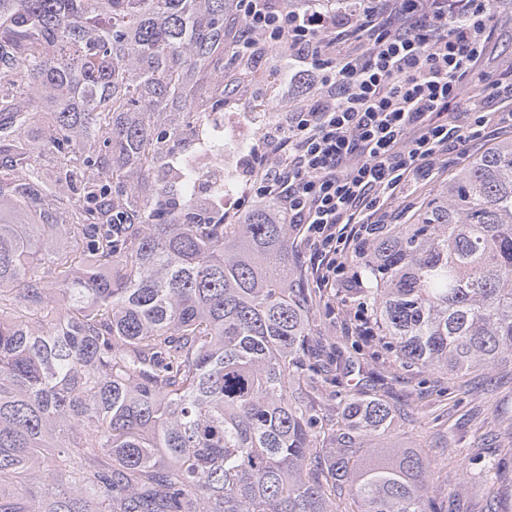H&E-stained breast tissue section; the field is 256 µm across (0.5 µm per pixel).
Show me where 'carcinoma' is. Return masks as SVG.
<instances>
[{
	"instance_id": "1",
	"label": "carcinoma",
	"mask_w": 512,
	"mask_h": 512,
	"mask_svg": "<svg viewBox=\"0 0 512 512\" xmlns=\"http://www.w3.org/2000/svg\"><path fill=\"white\" fill-rule=\"evenodd\" d=\"M232 0H0V512H445L391 408L327 418L293 225L184 163L254 72ZM352 262L383 348L512 365V140Z\"/></svg>"
}]
</instances>
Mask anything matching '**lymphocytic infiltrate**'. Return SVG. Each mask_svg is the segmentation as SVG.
Returning <instances> with one entry per match:
<instances>
[{
    "label": "lymphocytic infiltrate",
    "mask_w": 512,
    "mask_h": 512,
    "mask_svg": "<svg viewBox=\"0 0 512 512\" xmlns=\"http://www.w3.org/2000/svg\"><path fill=\"white\" fill-rule=\"evenodd\" d=\"M336 13L235 0L245 22L236 50L256 38L287 42L318 98L289 113L268 140L277 165L251 171L256 198L273 199L322 266L329 284L352 241L373 235L377 212L433 160L497 124L512 84L471 93L483 81L494 0H354ZM339 29L356 32L362 56H331Z\"/></svg>",
    "instance_id": "1"
}]
</instances>
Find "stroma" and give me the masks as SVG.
<instances>
[{
	"label": "stroma",
	"instance_id": "stroma-1",
	"mask_svg": "<svg viewBox=\"0 0 512 512\" xmlns=\"http://www.w3.org/2000/svg\"><path fill=\"white\" fill-rule=\"evenodd\" d=\"M482 68L496 81L512 73V7L493 11ZM318 92L305 80L258 82L234 90L225 111L264 115L248 139L250 150L243 166H273L277 157L267 148L268 137L290 112L309 104ZM505 137H512L511 122L423 164L408 196L388 200L383 222L411 223L428 195ZM293 262L302 269L312 298L315 330L308 356L318 376L310 395L323 413L336 418L351 395L382 399L396 416V427L384 447L413 451L429 460L434 472L432 496L448 505L455 493H462L463 512H487L494 496L500 512H512V367L451 376L402 365L383 349L370 315L360 310L354 285L358 268L353 262H346L330 288L319 286L317 259L299 238L293 243ZM481 460L494 464L495 484L479 476Z\"/></svg>",
	"mask_w": 512,
	"mask_h": 512
}]
</instances>
